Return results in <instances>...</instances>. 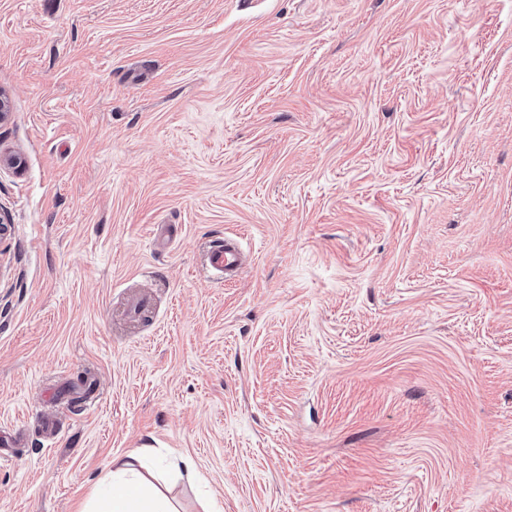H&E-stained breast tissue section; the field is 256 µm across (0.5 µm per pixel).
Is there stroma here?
Segmentation results:
<instances>
[{
	"instance_id": "35a3bbf8",
	"label": "stroma",
	"mask_w": 512,
	"mask_h": 512,
	"mask_svg": "<svg viewBox=\"0 0 512 512\" xmlns=\"http://www.w3.org/2000/svg\"><path fill=\"white\" fill-rule=\"evenodd\" d=\"M0 99V512H512V0H0ZM207 263L215 274L225 279L238 276L244 269L245 256L237 238L224 237V240L210 243ZM152 448L112 459V469L96 479L78 512H178L142 469Z\"/></svg>"
}]
</instances>
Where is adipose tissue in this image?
<instances>
[{
    "mask_svg": "<svg viewBox=\"0 0 512 512\" xmlns=\"http://www.w3.org/2000/svg\"><path fill=\"white\" fill-rule=\"evenodd\" d=\"M148 454L139 448L113 458L111 470L93 482L78 512H177L144 474Z\"/></svg>",
    "mask_w": 512,
    "mask_h": 512,
    "instance_id": "1",
    "label": "adipose tissue"
}]
</instances>
